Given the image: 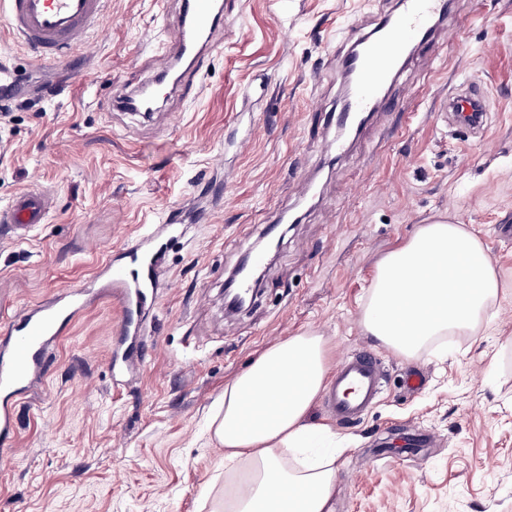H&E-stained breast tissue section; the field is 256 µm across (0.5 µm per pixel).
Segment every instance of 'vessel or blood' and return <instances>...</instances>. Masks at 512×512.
I'll return each instance as SVG.
<instances>
[{
  "mask_svg": "<svg viewBox=\"0 0 512 512\" xmlns=\"http://www.w3.org/2000/svg\"><path fill=\"white\" fill-rule=\"evenodd\" d=\"M110 0H0L13 34L40 59L68 58L84 43L89 29L100 23ZM450 13L449 0H397L395 10L369 32L356 35L336 55V68L347 81L343 103L329 119L342 129L362 126L372 113L392 109L390 90L405 65V52L428 48L439 32V23ZM223 30L222 13L214 0H187L172 29L175 50L166 70L138 88L115 98L125 111L141 107L151 111L147 92L175 82L188 87L203 59L218 46ZM449 120L471 132L484 130L489 99L481 84L473 83L450 97ZM51 198L40 187L16 193L8 207L0 208V223L10 225L16 237L45 223ZM196 217L183 212L166 218L118 250L99 267L93 287H73L43 302L25 307L0 325V464L13 465L8 443L15 434V405L27 396L44 374L49 351L63 329L82 316L99 292L117 300L121 319L112 336L109 365L120 375L133 364L147 318L157 299L159 243L174 224L192 223ZM384 373L379 357L363 349L343 357L325 394V407L337 421L349 424L366 414L380 395Z\"/></svg>",
  "mask_w": 512,
  "mask_h": 512,
  "instance_id": "1",
  "label": "vessel or blood"
}]
</instances>
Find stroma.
<instances>
[{"label": "stroma", "mask_w": 512, "mask_h": 512, "mask_svg": "<svg viewBox=\"0 0 512 512\" xmlns=\"http://www.w3.org/2000/svg\"><path fill=\"white\" fill-rule=\"evenodd\" d=\"M394 0H224V40L198 91H172L150 118L112 97L167 60L182 0H111L69 59L37 60L0 21V64L17 83L0 97V208L24 188L53 195L45 224L0 238V324L90 280L98 260L170 210H203L164 247L162 284L140 372L113 387L116 301L96 302L51 350L16 405L17 466L0 468V512H210L224 493V449L207 416L224 383L268 346L311 330L329 366L376 353L386 384L359 421L310 420L337 446L334 512H512V0H454L440 35L392 88L341 157L309 131L334 109L333 58L353 27ZM481 82L484 138L442 122L451 88ZM296 217L266 266L252 307L224 308V281L267 224ZM470 227L504 291L474 330L403 358L377 344L361 309L379 260L425 221ZM421 369L423 386L403 378ZM433 443L395 458L406 431Z\"/></svg>", "instance_id": "obj_1"}]
</instances>
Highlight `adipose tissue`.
<instances>
[{
	"label": "adipose tissue",
	"instance_id": "1",
	"mask_svg": "<svg viewBox=\"0 0 512 512\" xmlns=\"http://www.w3.org/2000/svg\"><path fill=\"white\" fill-rule=\"evenodd\" d=\"M494 260L464 225H421L378 263L362 309L366 334L413 359L437 337L473 330L500 293ZM326 342L312 333L268 347L224 384L212 421L233 493L212 512H333L336 457L292 465L315 427L309 413L327 387Z\"/></svg>",
	"mask_w": 512,
	"mask_h": 512
}]
</instances>
